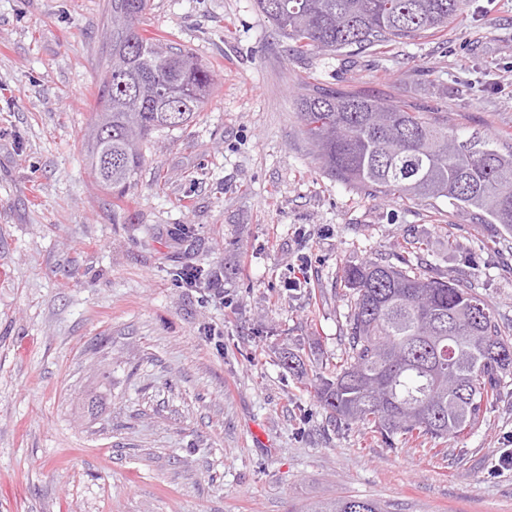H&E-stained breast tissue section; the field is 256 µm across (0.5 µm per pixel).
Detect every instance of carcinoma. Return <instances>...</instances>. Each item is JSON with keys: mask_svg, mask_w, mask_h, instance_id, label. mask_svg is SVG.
Segmentation results:
<instances>
[{"mask_svg": "<svg viewBox=\"0 0 512 512\" xmlns=\"http://www.w3.org/2000/svg\"><path fill=\"white\" fill-rule=\"evenodd\" d=\"M300 56L384 46L448 26L464 0H256ZM148 0H108L96 116L87 134L95 183L125 194L155 132L190 123L212 73L188 51L145 35ZM298 116L315 159L339 180L408 200L442 199L512 234V151L492 138L448 132L438 113L406 103L314 87ZM404 249L400 265L347 266L349 347L317 378L333 418L374 429L389 443L454 437L483 423L512 368V336L475 291L435 278ZM308 512H383L338 497Z\"/></svg>", "mask_w": 512, "mask_h": 512, "instance_id": "carcinoma-1", "label": "carcinoma"}]
</instances>
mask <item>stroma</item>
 Here are the masks:
<instances>
[{"mask_svg": "<svg viewBox=\"0 0 512 512\" xmlns=\"http://www.w3.org/2000/svg\"><path fill=\"white\" fill-rule=\"evenodd\" d=\"M107 0H0V512H512V375L483 425L389 447L329 418L312 384L344 353L338 277L426 243L512 331V235L438 199L344 183L297 100L320 84L442 112L512 148V0L344 56L294 54L255 0H149L213 93L155 133L124 200L96 189ZM219 288L181 287L183 267ZM305 357L284 367L283 352ZM308 512H382V506L372 500L338 497L312 503Z\"/></svg>", "mask_w": 512, "mask_h": 512, "instance_id": "1", "label": "stroma"}]
</instances>
